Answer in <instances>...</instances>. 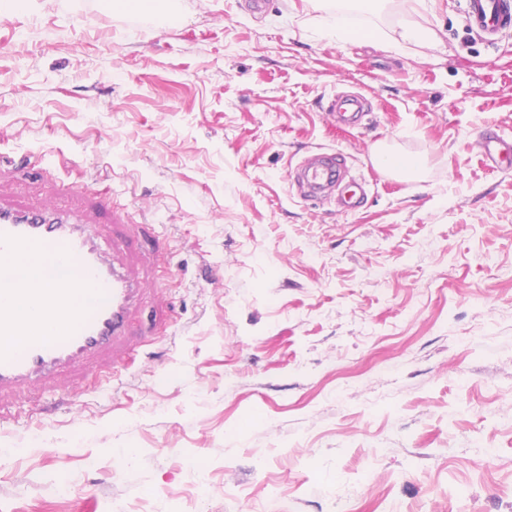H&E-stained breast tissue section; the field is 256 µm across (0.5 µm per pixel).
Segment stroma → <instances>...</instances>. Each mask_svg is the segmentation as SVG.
I'll return each instance as SVG.
<instances>
[{
  "mask_svg": "<svg viewBox=\"0 0 512 512\" xmlns=\"http://www.w3.org/2000/svg\"><path fill=\"white\" fill-rule=\"evenodd\" d=\"M172 3L0 16V202L162 240L124 366L0 405V512H512V170L478 137L512 139V32L488 47L459 0H359L350 38L319 0ZM352 93L370 112L328 122ZM324 151L358 210L291 187Z\"/></svg>",
  "mask_w": 512,
  "mask_h": 512,
  "instance_id": "stroma-1",
  "label": "stroma"
}]
</instances>
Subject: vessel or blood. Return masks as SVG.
I'll return each mask as SVG.
<instances>
[{
    "label": "vessel or blood",
    "instance_id": "b4317fda",
    "mask_svg": "<svg viewBox=\"0 0 512 512\" xmlns=\"http://www.w3.org/2000/svg\"><path fill=\"white\" fill-rule=\"evenodd\" d=\"M468 29L498 44L512 29V0H463ZM495 167L512 168V141L483 133ZM349 168L321 152L295 170L306 198L328 201ZM125 238L102 249L86 225L56 207L0 205V392L21 391L124 349L132 311L150 278L125 265Z\"/></svg>",
    "mask_w": 512,
    "mask_h": 512
}]
</instances>
